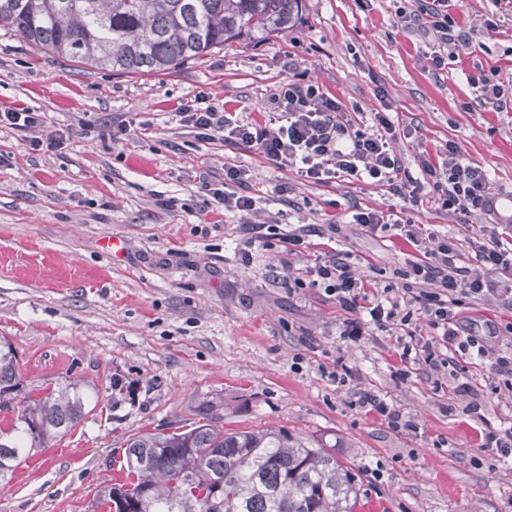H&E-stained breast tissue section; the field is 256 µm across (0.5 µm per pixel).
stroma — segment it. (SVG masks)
<instances>
[{"mask_svg":"<svg viewBox=\"0 0 512 512\" xmlns=\"http://www.w3.org/2000/svg\"><path fill=\"white\" fill-rule=\"evenodd\" d=\"M448 10L469 46H438L418 0H305L288 33L140 75L88 68L0 30V110L43 118L0 129V337L29 386L69 378L99 391L96 407L54 441L56 456L0 482V512H88L132 437L205 416L335 449L364 498L389 512H512V463L483 445L488 431L512 429V382L498 372L512 357V305L467 300L464 320L487 354L448 366L402 360L394 330L345 339L335 299L288 281L332 248L372 287H401L397 272L416 249L392 231L366 233L347 214L404 199L363 181L304 180L256 148L198 137L178 116L203 94L262 126L282 83H312L356 126L388 110L412 176L421 152L438 158L452 141L487 172L490 193L511 194L512 109L480 100L467 78L512 76V7L449 0ZM435 50L448 56L443 69L431 67ZM118 122L127 134L116 142ZM58 135L59 147L33 150L34 139ZM233 165L250 170L246 184L225 182ZM220 183L252 196L253 211L212 201L208 188ZM413 218L455 245L469 275L492 278L473 258L488 215L464 216L426 195ZM288 232L304 233V245L285 248ZM366 394L414 429H391L363 405Z\"/></svg>","mask_w":512,"mask_h":512,"instance_id":"stroma-1","label":"stroma"}]
</instances>
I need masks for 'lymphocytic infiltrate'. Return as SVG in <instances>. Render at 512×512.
<instances>
[{"label": "lymphocytic infiltrate", "instance_id": "obj_1", "mask_svg": "<svg viewBox=\"0 0 512 512\" xmlns=\"http://www.w3.org/2000/svg\"><path fill=\"white\" fill-rule=\"evenodd\" d=\"M271 104L279 121L274 128L234 120L208 104L203 96L184 104L179 116L197 135L207 138L219 134L257 147L265 157L294 169L307 180L328 183L338 178H366L388 187L394 195L414 200L429 185L446 209L465 215L494 212L487 173L465 163L455 142L445 144L441 163L421 159V175L416 178L403 171L402 161L392 147L396 129L384 113H375L370 127L355 128L341 101L317 85L295 80L285 82L272 96ZM352 221L370 233L398 231L420 248L423 257L404 272L402 288L380 294L369 291L353 263L336 254L315 263L310 270L311 282L297 278L294 286L308 284L333 296L348 313L343 334L349 340L358 341L396 326L402 331L403 357L415 355L433 365L446 350L483 356L485 343L460 332L461 307L464 299L494 294L491 281L466 276L457 264L456 249L448 241L430 248V233L415 224L407 211L359 208ZM475 257L488 269L512 272V248L500 242L497 224L483 225ZM417 318L436 333L437 342H430L413 329Z\"/></svg>", "mask_w": 512, "mask_h": 512}]
</instances>
